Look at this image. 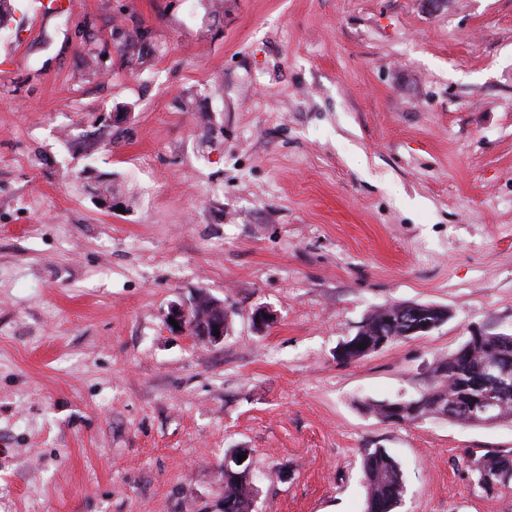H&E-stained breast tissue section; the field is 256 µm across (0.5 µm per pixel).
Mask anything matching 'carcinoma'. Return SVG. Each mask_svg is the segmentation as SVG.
<instances>
[{
	"instance_id": "cac0c4a2",
	"label": "carcinoma",
	"mask_w": 512,
	"mask_h": 512,
	"mask_svg": "<svg viewBox=\"0 0 512 512\" xmlns=\"http://www.w3.org/2000/svg\"><path fill=\"white\" fill-rule=\"evenodd\" d=\"M420 311L431 312L429 319L442 325L448 322L449 311L445 306L391 304L363 320L356 334L343 341L339 358L354 362L374 352L381 331L391 334L392 344L409 339L405 335L409 329L407 322L412 313ZM495 359L512 378V334L486 331L479 338L467 336L452 353L434 364L422 391L410 399L417 412L408 421L447 416L459 425L471 426L473 422L463 408L467 401L485 396L498 400L500 421H512V388L502 387L500 374L486 372L485 363ZM239 452L236 448L224 457V512H254L258 490L252 471L234 464ZM467 467L478 486L488 476L495 478V483L483 488L488 495L512 489V448L473 452L467 457ZM361 472L366 489L365 512H396L406 495V484L398 463L387 449L375 448L365 453Z\"/></svg>"
}]
</instances>
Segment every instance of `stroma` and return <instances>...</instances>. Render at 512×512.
I'll return each mask as SVG.
<instances>
[{
	"label": "stroma",
	"mask_w": 512,
	"mask_h": 512,
	"mask_svg": "<svg viewBox=\"0 0 512 512\" xmlns=\"http://www.w3.org/2000/svg\"><path fill=\"white\" fill-rule=\"evenodd\" d=\"M70 2L0 8V512H221L234 448L256 512H364L368 448L399 512H512L465 464L511 423L362 407L512 333V0ZM405 302L450 318L337 359ZM202 295L196 296L190 303H175L170 306L168 312V323L173 331L183 333L189 332L191 335L199 340L208 342L210 344H217L224 340L229 331V325L224 314L223 302L214 299L215 312L208 324L201 323L195 327L196 322L192 319V314L197 308L198 301ZM169 317H173L176 323L179 324L180 329H175V326L169 322ZM190 321V323H188ZM420 311H432L434 315H428L427 318L440 322V324H435L437 327L432 331L448 322L449 311L445 306L431 303L391 304L383 309L370 313L363 320L356 334L350 336L348 338L349 340L342 342L343 347L339 358L344 362H354L375 352L374 347L379 337L386 336L384 333H380L378 336L380 331L391 334L389 344L430 334L432 331L413 335L404 334L409 329L407 322L411 320V314ZM360 344H364V349H360ZM361 472L366 489L364 512H396L407 488L398 463L387 449L365 453Z\"/></svg>",
	"instance_id": "1"
}]
</instances>
